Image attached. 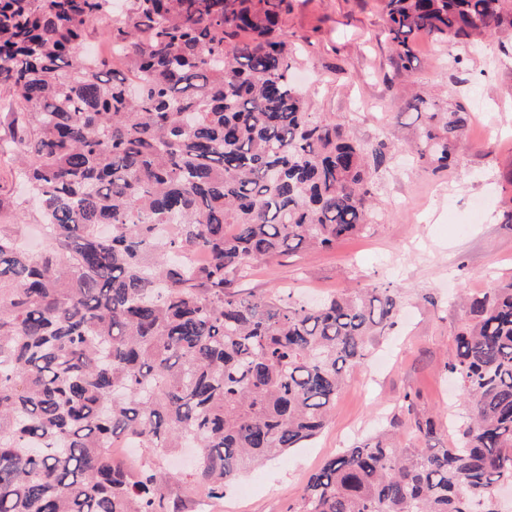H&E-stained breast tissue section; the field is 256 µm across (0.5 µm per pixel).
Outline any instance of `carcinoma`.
<instances>
[{
	"mask_svg": "<svg viewBox=\"0 0 512 512\" xmlns=\"http://www.w3.org/2000/svg\"><path fill=\"white\" fill-rule=\"evenodd\" d=\"M291 0H0V85L14 89L16 201L46 226L32 253L0 224V512H182L329 422L399 289L316 305L236 283L374 221L385 143L310 111L280 27ZM104 26L118 77L78 49ZM512 30V0H385L384 34L415 69L420 36ZM410 144L455 161L469 113L421 93ZM201 251L190 266L175 256ZM445 364L470 401L451 448L406 395L420 448L368 437L309 476L289 512H499L512 483V282L470 299ZM151 449L136 471L112 444ZM194 448V470L159 461Z\"/></svg>",
	"mask_w": 512,
	"mask_h": 512,
	"instance_id": "1",
	"label": "carcinoma"
}]
</instances>
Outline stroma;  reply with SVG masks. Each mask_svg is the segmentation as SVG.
I'll return each mask as SVG.
<instances>
[{
  "instance_id": "35a3bbf8",
  "label": "stroma",
  "mask_w": 512,
  "mask_h": 512,
  "mask_svg": "<svg viewBox=\"0 0 512 512\" xmlns=\"http://www.w3.org/2000/svg\"><path fill=\"white\" fill-rule=\"evenodd\" d=\"M291 4L281 27L298 52L295 74L311 111L346 123L364 142H385L388 163L373 189L375 218L366 233L260 264L239 289L316 301L383 284L400 289L402 306L337 396L324 431L243 473L224 490V512H287L327 457L391 421L399 423L400 447H418L401 408L406 395L434 420L436 446L450 447L456 431L448 415L465 414L467 404L444 365L468 318L466 301L512 282V224L502 221L512 210V35L495 34L478 49L417 40L418 63L405 73L383 35L381 0ZM418 89L481 114L465 129L450 169L432 170L396 137L418 121L406 109ZM18 193L10 156L0 153V224L19 225L31 249H40L37 225L21 222L12 206Z\"/></svg>"
}]
</instances>
